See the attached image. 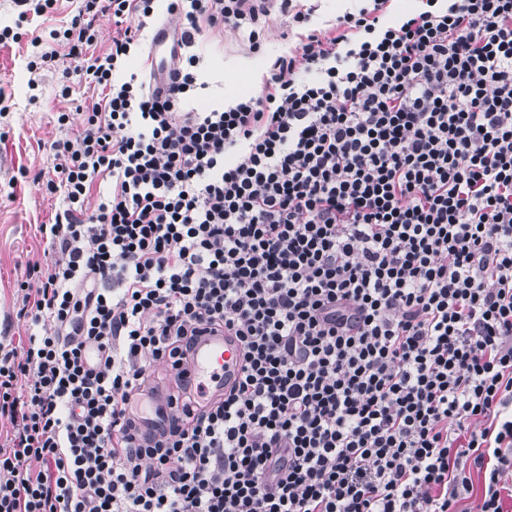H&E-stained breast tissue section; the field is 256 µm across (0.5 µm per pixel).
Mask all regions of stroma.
I'll list each match as a JSON object with an SVG mask.
<instances>
[{"label":"stroma","instance_id":"obj_1","mask_svg":"<svg viewBox=\"0 0 512 512\" xmlns=\"http://www.w3.org/2000/svg\"><path fill=\"white\" fill-rule=\"evenodd\" d=\"M14 0H0V23L19 24V42L0 46V93L5 111L0 112V331L14 321L17 284L26 278V263L43 256L36 227L48 223L62 199L48 194L37 173L52 165L51 142L61 131L58 113L99 100L100 88L85 82L73 83L69 97L60 93L63 71L71 60L65 45L49 41L50 30L67 24L73 14L71 0H58L54 12L18 22ZM46 37V50L56 53L53 66L29 71V42ZM301 39L300 27L287 16L274 12L267 19L260 52H251L238 32L224 29L204 32L194 51L200 57L201 89L187 105L199 110L222 104L228 88L251 92L249 68L253 63H270Z\"/></svg>","mask_w":512,"mask_h":512}]
</instances>
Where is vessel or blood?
Segmentation results:
<instances>
[{
	"label": "vessel or blood",
	"mask_w": 512,
	"mask_h": 512,
	"mask_svg": "<svg viewBox=\"0 0 512 512\" xmlns=\"http://www.w3.org/2000/svg\"><path fill=\"white\" fill-rule=\"evenodd\" d=\"M175 47L172 29L162 24L153 30L147 63L154 71L167 67ZM239 351L236 342L227 336H205L196 344L187 380L191 385L210 392L219 389L236 375Z\"/></svg>",
	"instance_id": "obj_1"
}]
</instances>
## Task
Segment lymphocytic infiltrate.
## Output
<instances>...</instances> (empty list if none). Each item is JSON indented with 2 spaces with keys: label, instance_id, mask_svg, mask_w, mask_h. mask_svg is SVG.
I'll return each instance as SVG.
<instances>
[{
  "label": "lymphocytic infiltrate",
  "instance_id": "1",
  "mask_svg": "<svg viewBox=\"0 0 512 512\" xmlns=\"http://www.w3.org/2000/svg\"><path fill=\"white\" fill-rule=\"evenodd\" d=\"M293 2L306 36L222 110L184 109L189 49L260 51L265 0H170L164 93L117 78L156 0H78L31 39L30 69L63 43L104 95L50 145L63 207L0 336V512H512V0L329 29ZM207 332L242 369L202 399Z\"/></svg>",
  "mask_w": 512,
  "mask_h": 512
}]
</instances>
